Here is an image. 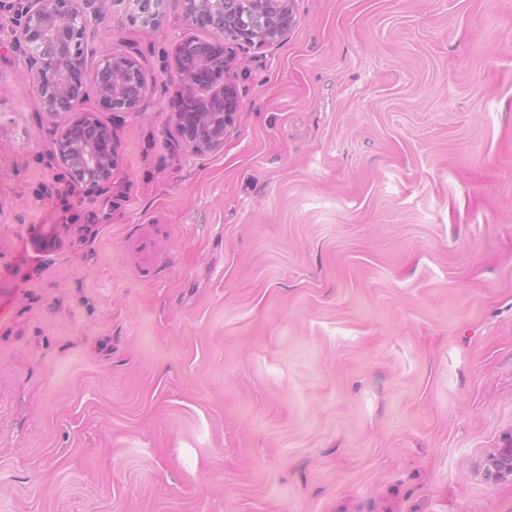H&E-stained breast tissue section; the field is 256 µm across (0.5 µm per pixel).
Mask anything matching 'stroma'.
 Here are the masks:
<instances>
[{
    "label": "stroma",
    "instance_id": "stroma-1",
    "mask_svg": "<svg viewBox=\"0 0 512 512\" xmlns=\"http://www.w3.org/2000/svg\"><path fill=\"white\" fill-rule=\"evenodd\" d=\"M129 4L83 0L146 86L64 198L0 0V512H512V0H291L204 153L181 0ZM483 476L492 482L512 481V441L487 458Z\"/></svg>",
    "mask_w": 512,
    "mask_h": 512
}]
</instances>
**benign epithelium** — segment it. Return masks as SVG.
<instances>
[{
	"instance_id": "benign-epithelium-1",
	"label": "benign epithelium",
	"mask_w": 512,
	"mask_h": 512,
	"mask_svg": "<svg viewBox=\"0 0 512 512\" xmlns=\"http://www.w3.org/2000/svg\"><path fill=\"white\" fill-rule=\"evenodd\" d=\"M255 11L264 15L290 14L288 0H251ZM213 7L216 14H224V0H182L186 18L198 14L202 8ZM81 13L80 0H27L25 22L16 42L28 49L35 45H50L52 52L36 59L38 66L32 71L35 86L45 112L50 115L68 114L70 122L56 141L60 159L71 169L82 172L86 186L100 188L112 180L115 147L112 130L102 124L95 113L81 110L86 98V82L83 58L70 51L76 35L72 27L74 15ZM99 102L112 109L120 95V82H95ZM224 99L229 111L224 113V125L216 127L203 112L172 111L177 128L188 131L197 127L202 138L185 140L194 152L211 151L224 144V137L234 124L240 110V100L235 87L229 82V72H224V86L213 90ZM483 476L492 482L512 481V441L489 456L483 468Z\"/></svg>"
}]
</instances>
